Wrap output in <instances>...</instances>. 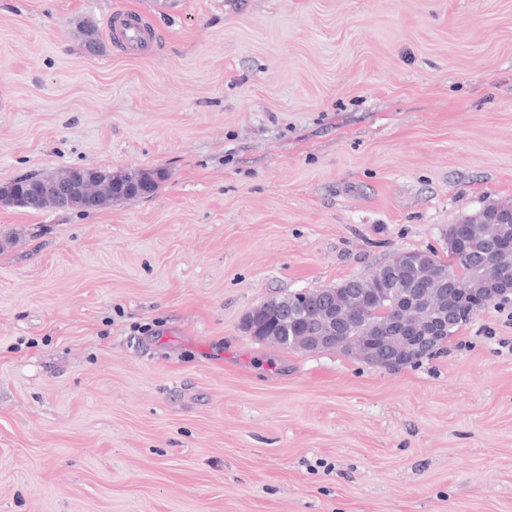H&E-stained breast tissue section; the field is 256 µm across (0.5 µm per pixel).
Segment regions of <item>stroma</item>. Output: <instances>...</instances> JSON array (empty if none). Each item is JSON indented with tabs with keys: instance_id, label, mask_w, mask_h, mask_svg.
I'll list each match as a JSON object with an SVG mask.
<instances>
[{
	"instance_id": "35a3bbf8",
	"label": "stroma",
	"mask_w": 512,
	"mask_h": 512,
	"mask_svg": "<svg viewBox=\"0 0 512 512\" xmlns=\"http://www.w3.org/2000/svg\"><path fill=\"white\" fill-rule=\"evenodd\" d=\"M73 167L163 180L0 203V512H512V298L395 369L244 327L512 200V0H0V184ZM106 25L112 34H120L122 31L125 36L120 37V42L125 50H139L147 47L150 43V37L144 35L140 21L133 15L123 11L115 12L107 17ZM88 169L92 176L88 179L82 188L83 197L89 201L91 204L87 206H70L67 204H63L53 199H47L43 202H29L25 197H23L22 193L24 187L28 184L38 181V180H47L55 183H64L68 180L70 176V172L73 169H70L62 174H47L42 176H36L31 179L33 175H27L21 178H18L6 186L0 187V200H7L12 204L20 205L22 207L28 208L33 212H39L45 210L47 208H84L91 209L97 208L105 203L112 202H124L127 200L140 198L138 193L135 192L142 184H150L152 186V193H155L158 189L160 182L162 180V175L158 171H148V170H126L120 172H112V171H102L97 169ZM114 184H123L131 189V191L127 194L117 195L113 193V185Z\"/></svg>"
}]
</instances>
